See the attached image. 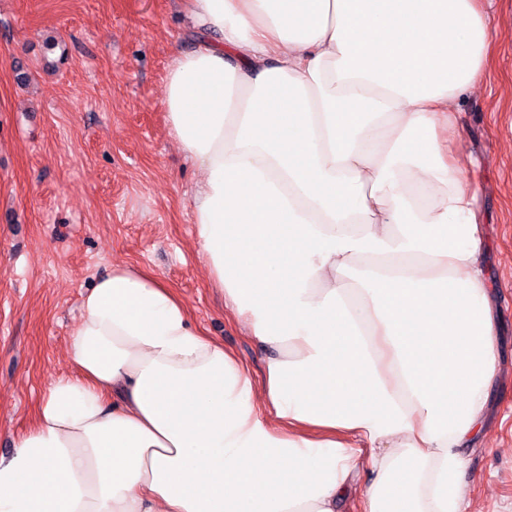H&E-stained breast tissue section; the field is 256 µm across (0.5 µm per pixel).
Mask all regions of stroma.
I'll return each instance as SVG.
<instances>
[{
	"instance_id": "35a3bbf8",
	"label": "stroma",
	"mask_w": 512,
	"mask_h": 512,
	"mask_svg": "<svg viewBox=\"0 0 512 512\" xmlns=\"http://www.w3.org/2000/svg\"><path fill=\"white\" fill-rule=\"evenodd\" d=\"M483 7L500 23L486 84L460 102L448 146L476 161L500 365L489 445L471 450L465 481L477 512H512V0ZM191 26L180 0H0V456L72 374L81 295L115 262L154 270L206 335L263 372L207 280L192 224L201 175L167 131L164 82Z\"/></svg>"
}]
</instances>
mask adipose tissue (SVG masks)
<instances>
[{
  "label": "adipose tissue",
  "instance_id": "adipose-tissue-1",
  "mask_svg": "<svg viewBox=\"0 0 512 512\" xmlns=\"http://www.w3.org/2000/svg\"><path fill=\"white\" fill-rule=\"evenodd\" d=\"M184 3L199 37L162 103L263 379L152 270L113 264L82 297L73 375L0 457V512H473L495 317L447 134L493 27L477 0Z\"/></svg>",
  "mask_w": 512,
  "mask_h": 512
}]
</instances>
